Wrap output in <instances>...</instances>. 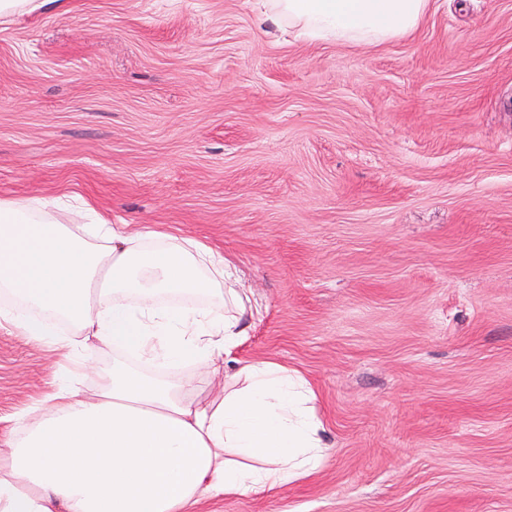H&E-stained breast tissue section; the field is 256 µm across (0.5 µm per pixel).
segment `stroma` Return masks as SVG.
<instances>
[{
	"mask_svg": "<svg viewBox=\"0 0 512 512\" xmlns=\"http://www.w3.org/2000/svg\"><path fill=\"white\" fill-rule=\"evenodd\" d=\"M253 0H68L0 25V196L207 242L297 369L328 457L198 512H512V0L377 46L262 35ZM55 357L0 331V435Z\"/></svg>",
	"mask_w": 512,
	"mask_h": 512,
	"instance_id": "35a3bbf8",
	"label": "stroma"
}]
</instances>
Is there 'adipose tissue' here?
Here are the masks:
<instances>
[{
	"instance_id": "ef3b65f1",
	"label": "adipose tissue",
	"mask_w": 512,
	"mask_h": 512,
	"mask_svg": "<svg viewBox=\"0 0 512 512\" xmlns=\"http://www.w3.org/2000/svg\"><path fill=\"white\" fill-rule=\"evenodd\" d=\"M428 4L257 0L254 17L264 34L376 46L414 33ZM257 313L204 241L66 196L0 197V330L60 357L0 443V512H197L314 474L328 447L308 383L233 357Z\"/></svg>"
}]
</instances>
